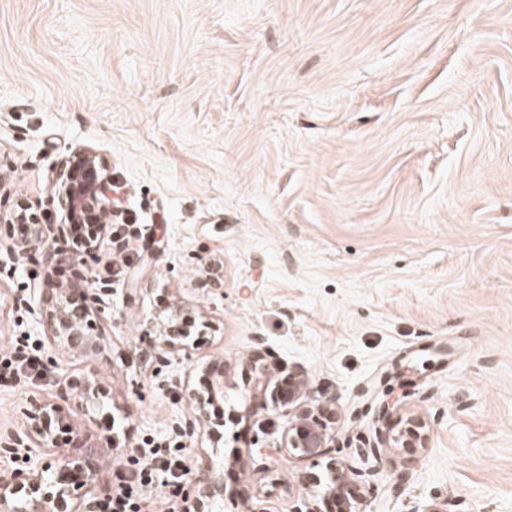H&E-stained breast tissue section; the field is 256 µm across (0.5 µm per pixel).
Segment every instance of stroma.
<instances>
[{"label":"stroma","instance_id":"35a3bbf8","mask_svg":"<svg viewBox=\"0 0 512 512\" xmlns=\"http://www.w3.org/2000/svg\"><path fill=\"white\" fill-rule=\"evenodd\" d=\"M83 148L134 229L90 262L110 341L77 358L50 342L58 275L10 257L4 225L0 347L32 336L40 360L104 387L56 440L96 448L97 495L118 481L113 426L171 441L188 468L208 455L263 512L319 508L330 463L364 468L358 446L398 433L376 422L389 404L430 438L386 449L363 512H512V0H0V208L66 223L50 185ZM198 256L223 259V290L200 287ZM162 298L209 324L191 359L143 357ZM259 345L335 402L332 456L281 450L279 411L232 421ZM212 364L215 442L187 434L181 396ZM56 389L48 371L0 379V432ZM253 441L274 451L260 473L235 461Z\"/></svg>","mask_w":512,"mask_h":512}]
</instances>
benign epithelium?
<instances>
[{"mask_svg": "<svg viewBox=\"0 0 512 512\" xmlns=\"http://www.w3.org/2000/svg\"><path fill=\"white\" fill-rule=\"evenodd\" d=\"M55 193L67 209L70 223L88 224L90 236L74 238L63 225L41 223L33 206L18 201L8 212H0V223L15 226L11 252L23 258L42 257L58 267L65 265L72 278L89 282L91 267L99 241L107 234L108 225L102 218L120 216L112 192V176L107 161L92 150H79L62 160L56 174ZM201 271V285L206 288L224 286L223 261L204 262L197 258ZM107 289L86 287L76 293L70 288H55L42 308L50 337L54 344L72 356H81L92 348H100L108 337L89 334L92 318L105 313L104 296ZM153 337L152 357L155 362L174 352L189 358L191 331L180 317V312L166 304L154 320L147 323L143 337ZM255 372L253 391L245 414L250 415L268 406L282 408L290 416L284 434L285 448L302 459L331 453L336 449L335 435L328 424L336 421V407L315 396L303 367L298 366L288 375L268 387L267 366L261 356L251 358ZM50 372L60 374L54 397L48 401L31 400L23 408L28 419L26 428L0 434V452L12 453L22 449L26 466L0 480V512H97V498L93 488L98 482L97 467L85 454H70L54 447V432L63 425L70 413L80 411L91 415L96 410L102 391L95 380L61 372L59 363L51 359ZM186 402L194 409L195 423L207 422L206 405L215 395H224V372L211 380L207 393L189 387L183 389ZM402 427L393 438L376 432V440L360 448L366 458L380 459L388 443L398 448H425L429 439V422L419 414L399 416ZM57 463L59 471L54 479L46 480L44 473ZM373 471L354 470L342 466L334 468L325 496L334 512H361V486L370 481ZM87 488L84 497L75 499L74 490ZM184 500L191 501L192 512H208L209 500L224 498V483L213 472L211 460L197 461L182 490Z\"/></svg>", "mask_w": 512, "mask_h": 512, "instance_id": "1", "label": "benign epithelium"}]
</instances>
